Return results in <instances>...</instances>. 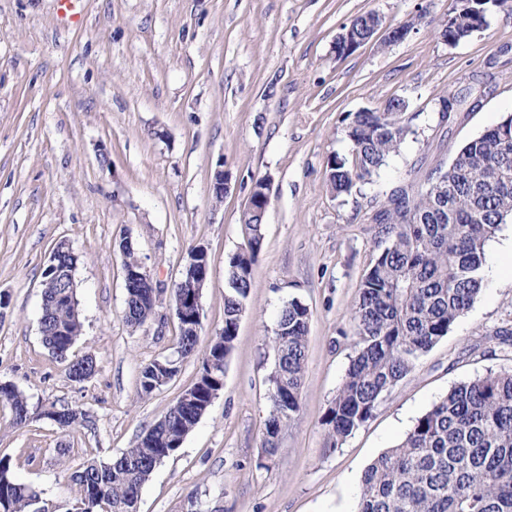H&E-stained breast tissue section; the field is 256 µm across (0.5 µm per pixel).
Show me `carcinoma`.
Returning a JSON list of instances; mask_svg holds the SVG:
<instances>
[{
  "label": "carcinoma",
  "instance_id": "1",
  "mask_svg": "<svg viewBox=\"0 0 512 512\" xmlns=\"http://www.w3.org/2000/svg\"><path fill=\"white\" fill-rule=\"evenodd\" d=\"M476 21L489 23L512 0H485ZM376 14L355 17L348 27L361 39L373 36ZM469 93L439 100L450 125L468 110ZM394 97L376 109L344 118L349 153L327 158L326 174L338 197L363 194L388 159L416 134V114ZM512 218V115L458 148L450 165L423 174V184L407 180L383 195L371 221L378 251L363 275L351 318L357 337L342 385L322 424L330 446L339 447L374 413L380 401L410 374L420 357L446 338L474 304L485 282V250L507 218ZM265 212L261 204L244 209L243 243L229 257L224 327L203 359V370L135 445L120 455L91 454L71 472L79 487L66 512H136L142 487L156 467L174 455L224 387V369L252 288L253 267L264 248ZM126 323L136 328L154 314L156 297L145 279L126 288ZM51 307L41 338L55 358L68 365L69 379L97 368L95 358L72 356L82 324L77 288H48ZM174 356L154 359L140 371L138 395L147 397L168 384L178 363L196 353L199 334L176 315ZM309 308L291 300L280 310L272 347L274 370L268 377L270 410L264 441L277 451L278 436L299 413L307 356ZM0 402L13 423L28 425V397L0 384ZM61 431L95 426L81 407L46 412ZM57 512L31 485L18 481L10 460L0 457V512ZM355 512H512V370L491 372L453 387L422 414L397 446L379 455L365 471Z\"/></svg>",
  "mask_w": 512,
  "mask_h": 512
}]
</instances>
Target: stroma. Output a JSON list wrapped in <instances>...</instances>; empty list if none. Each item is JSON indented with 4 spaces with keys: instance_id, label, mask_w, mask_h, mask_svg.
Listing matches in <instances>:
<instances>
[{
    "instance_id": "stroma-1",
    "label": "stroma",
    "mask_w": 512,
    "mask_h": 512,
    "mask_svg": "<svg viewBox=\"0 0 512 512\" xmlns=\"http://www.w3.org/2000/svg\"><path fill=\"white\" fill-rule=\"evenodd\" d=\"M452 0H0V383L29 399L15 427L0 404V457L50 505L79 496L69 475L89 453L132 447L202 372L224 326L225 266L243 242L253 181H271L264 249L224 387L142 487L137 512H355L362 477L415 420L460 383L512 369V219L486 250L485 286L473 306L388 393L372 417L330 448L323 415L357 338L351 309L376 253L369 216L418 164L449 165L455 151L512 114V13L457 45L439 36ZM374 12L382 27L341 56L337 35ZM415 22L405 40L387 29ZM495 74L493 92L441 124V97ZM401 97L417 133L362 196L331 191L326 161L345 154L343 119ZM223 167L227 191L210 184ZM130 239L161 294L133 328L124 319L121 239ZM79 261L81 334L75 355L97 372L69 380L39 332L42 273L58 241ZM204 247L203 328L174 379L139 397L142 367L173 351V287L192 247ZM310 310L299 414L267 454L264 423L274 368L271 340L290 300ZM80 406L94 428L61 432L43 409ZM66 456H59V446Z\"/></svg>"
}]
</instances>
